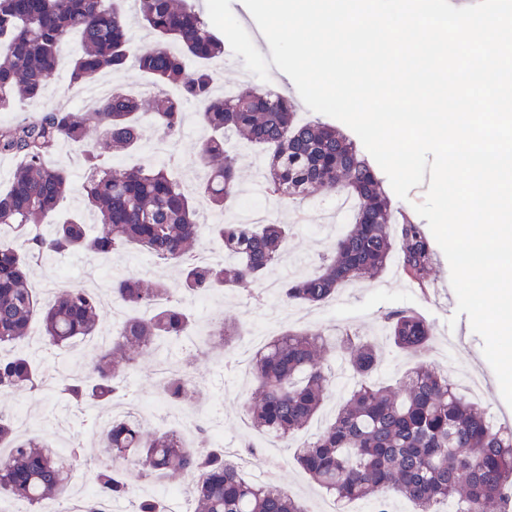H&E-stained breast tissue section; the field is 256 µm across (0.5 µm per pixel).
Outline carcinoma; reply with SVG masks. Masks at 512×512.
<instances>
[{"mask_svg":"<svg viewBox=\"0 0 512 512\" xmlns=\"http://www.w3.org/2000/svg\"><path fill=\"white\" fill-rule=\"evenodd\" d=\"M141 24L154 34L153 45L138 47L127 17L114 0H0V112L28 102L26 121L0 127V155L13 156L6 192H0V226L20 243L0 242V396L41 393L46 375L25 349L32 321L39 318L45 349L61 353L100 329V299L83 287H67L46 303L29 287L34 265L54 257L110 256L128 243L178 269V288L164 279L149 286L127 272L112 281V298L132 311L108 345L82 361L81 375L63 376L55 388L76 408L112 403L123 397L120 381L137 358L157 354L197 329L186 301L216 288L249 294L261 288L281 260L292 225L226 221L209 226L224 244L222 263H202L192 247L201 235L199 208L239 204L236 156L226 134L259 148L265 157L263 190L288 202L319 192L356 201L315 272L281 280L278 299L285 304L321 305L345 285L381 273L399 256L405 277L426 290L433 261L425 225L392 208L375 171L355 144L336 128L295 121L296 105L271 90L245 89L218 95L206 63L224 53L222 43L197 5L189 0H138ZM81 50L68 71L71 87H82L104 70L119 71L128 59L156 86L149 99L120 89L101 99L92 112L40 108L71 35ZM198 66L189 69L184 59ZM174 86L178 96L165 93ZM200 109L207 131L199 164L207 179L192 196L163 163L108 168L103 155L88 147L91 127L119 151L141 146V129L154 127L174 143L181 132L183 105ZM66 142L81 152L91 172L82 197L97 218V228L79 220L42 230L43 219L73 188L71 171L47 159ZM209 335H238L236 323L219 317ZM385 334L402 353L419 356L433 328L410 310L383 316ZM339 355L355 384L341 395L334 419L299 448L296 461L326 494L339 502L393 497L413 503L414 512H509L512 494V432L502 434L486 412L468 401L448 372L420 365L396 388L373 380L379 352L372 343L351 339L329 343L321 331L289 329L254 356L249 369L255 390L244 412L252 428L275 435L283 444L304 430L333 396L328 357ZM163 374L162 400L175 407L191 404L196 393L189 368ZM102 448L136 466L137 475L160 480L172 472L191 477L192 512H309L303 501L270 484L245 480L226 451L212 446L211 425L202 423L199 448H187L174 430L146 431L139 420L114 418L99 432ZM0 496L26 500L34 512L47 501L70 494V466L89 467L91 498L79 512H104L106 503L131 495V475L110 465L88 466L84 448L74 442L63 453L35 439L19 438L11 421L0 416Z\"/></svg>","mask_w":512,"mask_h":512,"instance_id":"1","label":"carcinoma"}]
</instances>
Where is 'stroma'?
<instances>
[{"instance_id": "stroma-1", "label": "stroma", "mask_w": 512, "mask_h": 512, "mask_svg": "<svg viewBox=\"0 0 512 512\" xmlns=\"http://www.w3.org/2000/svg\"><path fill=\"white\" fill-rule=\"evenodd\" d=\"M199 6L210 15V26L224 44L223 56L209 63L215 75L216 88L232 91L249 86L272 88L294 98L299 120L314 119V112L300 100L293 81L272 63L270 47L243 0H199ZM200 128L195 104H185L173 170L191 192L196 191L205 176L204 170L196 163L201 145ZM284 218L294 226L284 258L289 270L295 272L302 266L315 270L333 237L332 231L320 228L318 206L307 201L297 208L286 207ZM449 285V264L442 250L438 249L434 252L427 291L413 288L398 264L392 263L374 279L341 288L335 299L314 307L313 317L301 321L300 326L328 334L349 328L356 331L360 339L375 340L383 350L376 378L385 384H397L403 373L418 362L440 368L453 365L461 369L481 370L487 375L482 407L501 419L512 421V407L501 396L497 378L483 355L481 337L472 331L467 316L456 315L454 308L448 305L446 292ZM399 309L416 311L434 329L433 341L419 359L398 355L379 330L381 315ZM452 331L465 336V344L449 345L448 334ZM234 353V348L222 346L197 352L190 367L201 387L195 398L196 405L204 410H218L225 440L237 444L249 440L256 445L257 453L252 457L250 466L242 470L245 478L270 479L288 494L303 500L308 507L323 506L325 494L293 461V449L267 444L265 434L249 425L243 411L248 394L237 391L239 377L228 366ZM19 408L27 411L35 425V438L56 447L80 441L91 458L99 452L92 429L95 417L117 410L112 404L93 405L79 411L64 401L44 400L25 393L0 401L1 414L10 416Z\"/></svg>"}]
</instances>
